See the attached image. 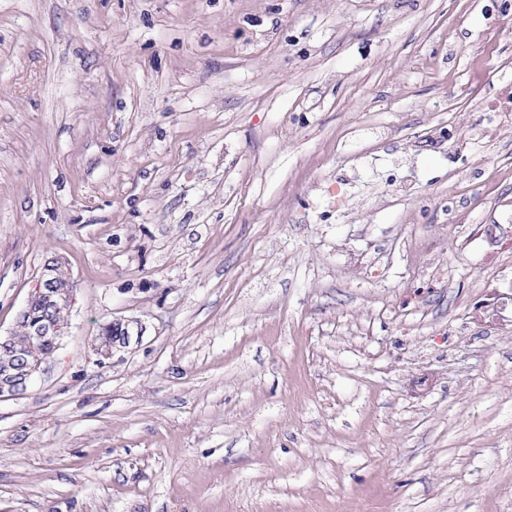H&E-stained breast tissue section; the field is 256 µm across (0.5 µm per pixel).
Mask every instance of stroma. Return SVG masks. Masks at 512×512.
Returning <instances> with one entry per match:
<instances>
[{
  "label": "stroma",
  "mask_w": 512,
  "mask_h": 512,
  "mask_svg": "<svg viewBox=\"0 0 512 512\" xmlns=\"http://www.w3.org/2000/svg\"><path fill=\"white\" fill-rule=\"evenodd\" d=\"M491 54L512 0H0V336L74 285L0 512H512ZM113 325H120L124 327L123 337L118 341L112 340V336L119 337L116 333L112 335ZM144 331L145 330L143 325L138 320H112V324L106 327H101L98 334L100 335L101 333L102 336H108L112 343L110 344L107 341L102 340L100 336H97L95 342L92 344L93 352L100 361L110 359L112 358L115 347H126L131 343L132 340L139 342L144 334Z\"/></svg>",
  "instance_id": "stroma-1"
}]
</instances>
